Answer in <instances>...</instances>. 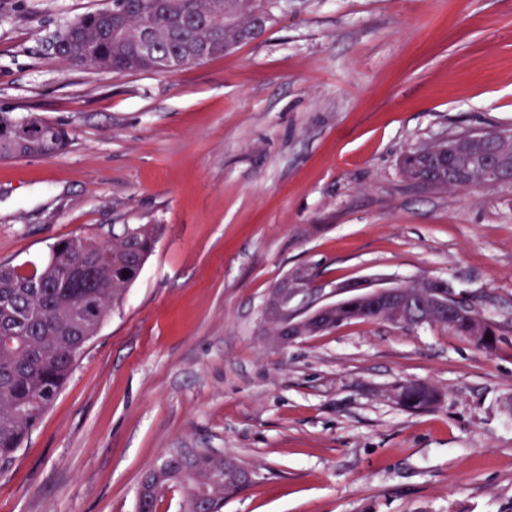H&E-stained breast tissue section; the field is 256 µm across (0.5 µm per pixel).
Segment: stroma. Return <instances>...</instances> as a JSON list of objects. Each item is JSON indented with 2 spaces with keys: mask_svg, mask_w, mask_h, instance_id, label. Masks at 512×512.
Returning a JSON list of instances; mask_svg holds the SVG:
<instances>
[{
  "mask_svg": "<svg viewBox=\"0 0 512 512\" xmlns=\"http://www.w3.org/2000/svg\"><path fill=\"white\" fill-rule=\"evenodd\" d=\"M107 0H0V109L62 125L0 160V263L158 224L139 277L0 474V512H136L144 471L210 448L255 479L223 512H512V181L430 189L409 150L512 130V0H283L259 39L172 73L61 62ZM435 278L493 350L374 319L280 345L271 290ZM442 403L410 412L397 386Z\"/></svg>",
  "mask_w": 512,
  "mask_h": 512,
  "instance_id": "35a3bbf8",
  "label": "stroma"
}]
</instances>
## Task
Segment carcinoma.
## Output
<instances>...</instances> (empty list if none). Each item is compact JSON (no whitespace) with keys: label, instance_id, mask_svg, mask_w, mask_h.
<instances>
[{"label":"carcinoma","instance_id":"obj_1","mask_svg":"<svg viewBox=\"0 0 512 512\" xmlns=\"http://www.w3.org/2000/svg\"><path fill=\"white\" fill-rule=\"evenodd\" d=\"M277 0H224V12L214 9V0H127L125 35L109 40L103 32V9L76 18L55 38V43L70 46L71 39L93 45L62 57L72 65L121 74L151 71L137 54V41L145 27L152 28L161 50L193 61L194 46L218 39L221 47L215 56L224 55L246 42L242 33L254 29L259 37L265 29L257 27L258 16ZM25 123L7 111H0V158H17L26 153L5 138L6 131ZM402 173L411 182L424 180L432 188L464 187L478 182L483 170L469 162L463 179H448L435 169L419 150L405 155ZM161 234L159 224L125 225L112 237L101 240L107 261L101 270L102 287L93 288L98 310L92 321L75 323L73 307L77 294L59 287L76 261L71 251L72 237L57 241L52 254L32 271L14 269L0 275V471L9 469L28 434L38 425L64 384L77 359L97 335L111 308L119 303L126 287L137 279ZM460 313L446 321L427 324L448 329L476 346L490 350L497 336L496 325L472 306L459 302ZM365 305L352 301L336 310L332 326L355 319H374ZM399 404L411 411L430 409L441 402L433 386L411 382L399 387ZM207 488L211 512H221L224 500L238 492L237 477L224 471L221 457L195 452L188 457L172 456L161 471L155 489L138 499L137 512H156L157 504L174 488L181 491L182 512H198L196 494Z\"/></svg>","mask_w":512,"mask_h":512}]
</instances>
